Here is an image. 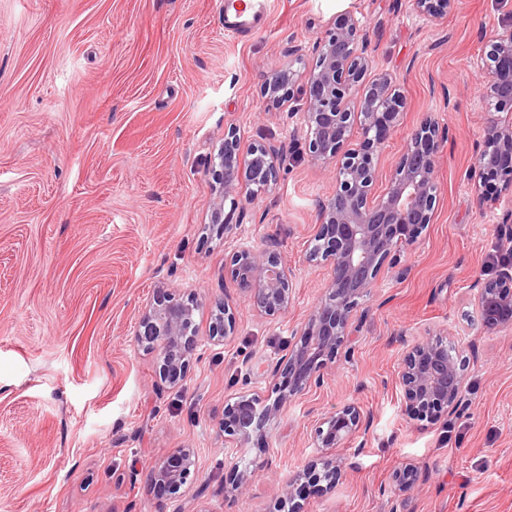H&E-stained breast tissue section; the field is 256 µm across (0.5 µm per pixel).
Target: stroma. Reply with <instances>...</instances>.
Masks as SVG:
<instances>
[{
    "mask_svg": "<svg viewBox=\"0 0 512 512\" xmlns=\"http://www.w3.org/2000/svg\"><path fill=\"white\" fill-rule=\"evenodd\" d=\"M261 33L225 37L220 0H0V512H278L288 479L319 461L317 423L347 403L370 418L337 449L336 481L306 485L304 512H512V329L482 327L475 296L512 244L507 196L479 190L483 69L512 30V0H456L441 18L414 0H269ZM373 36L375 72L406 100L378 163L388 176L424 113L447 130L435 218L386 267L320 384L288 399L263 440L223 431L238 398L274 395L276 363L324 293L310 260L316 208L335 175L314 164L301 112L265 97L299 45L297 71L336 15ZM235 128L241 148L280 147L268 190L235 233L209 225L210 165ZM292 272L286 313L253 308L233 280L243 247ZM194 294L198 345L179 387L158 386L134 331L158 288ZM236 315L209 338L216 303ZM440 337L462 365L461 405L420 421L399 383L408 345ZM194 449L196 475L160 492L151 469ZM413 467L415 487L395 475ZM252 474L243 495L230 488Z\"/></svg>",
    "mask_w": 512,
    "mask_h": 512,
    "instance_id": "1",
    "label": "stroma"
}]
</instances>
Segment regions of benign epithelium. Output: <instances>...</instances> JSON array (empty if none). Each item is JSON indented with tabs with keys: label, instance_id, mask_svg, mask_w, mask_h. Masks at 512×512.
Segmentation results:
<instances>
[{
	"label": "benign epithelium",
	"instance_id": "7a95c632",
	"mask_svg": "<svg viewBox=\"0 0 512 512\" xmlns=\"http://www.w3.org/2000/svg\"><path fill=\"white\" fill-rule=\"evenodd\" d=\"M372 36L347 12L336 17L316 46V61L298 83L290 63L276 68L268 79V93L276 104L301 97L312 159L330 166L336 176L333 194L318 204L317 249L311 259L328 265L323 297L301 329L299 341L281 362L279 395L258 408V396L243 398L224 414V433L248 440L262 437L267 423L283 403L321 382L334 353L348 338L360 300L366 297L384 270L433 220L437 198L436 169L445 131L432 117L423 118L408 134L402 153L391 165L382 189L376 187L374 160L400 121L405 102L393 78L380 74L366 79L372 69ZM496 65L488 70L485 89L495 100L488 113L485 145L472 169L473 181L503 179L512 193V31L494 42ZM507 116H498L500 112ZM278 148L257 144L243 153L235 130L224 133V145L212 161L210 174L218 188L211 224L226 236L236 225L224 218V201L240 205L237 190L244 181L268 189L277 177ZM231 275L249 292L254 309L274 316L291 303V272L264 250L243 248L235 256ZM483 326L488 330L512 327V261L501 264L497 278L482 286L476 297ZM200 304L193 295L165 288L152 298L138 322L135 341L158 359L163 387L183 382L198 344L194 315ZM211 323L210 339L225 341L234 335L236 317L219 303ZM406 411L415 416L442 417L456 407L463 393L460 364L440 340L414 344L404 355L400 371ZM363 412L348 404L322 419L314 429L316 447L329 454L345 444L362 426ZM195 452L174 448L150 473L151 481L175 494L195 474ZM335 460L325 459L322 472L311 464L288 480L282 494L295 499V485L332 481Z\"/></svg>",
	"mask_w": 512,
	"mask_h": 512
}]
</instances>
